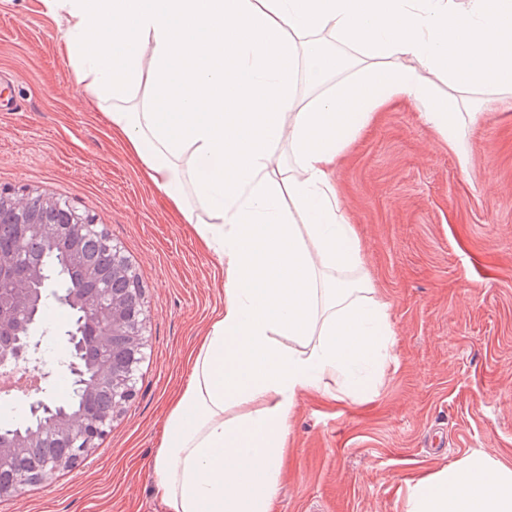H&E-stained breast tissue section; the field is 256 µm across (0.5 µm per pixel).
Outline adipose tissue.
Segmentation results:
<instances>
[{"mask_svg": "<svg viewBox=\"0 0 512 512\" xmlns=\"http://www.w3.org/2000/svg\"><path fill=\"white\" fill-rule=\"evenodd\" d=\"M42 5L113 134L224 269L154 461L163 512H272L298 395L362 385L394 337L331 170L399 99L468 167L464 109L512 92V0ZM407 512H512V468L469 455L420 479Z\"/></svg>", "mask_w": 512, "mask_h": 512, "instance_id": "adipose-tissue-1", "label": "adipose tissue"}]
</instances>
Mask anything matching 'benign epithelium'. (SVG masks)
I'll use <instances>...</instances> for the list:
<instances>
[{
	"label": "benign epithelium",
	"instance_id": "1",
	"mask_svg": "<svg viewBox=\"0 0 512 512\" xmlns=\"http://www.w3.org/2000/svg\"><path fill=\"white\" fill-rule=\"evenodd\" d=\"M0 206H8L20 213L28 224L27 235L49 245L54 244L61 233L59 227L44 221L43 213L51 208H58L61 202L50 196L19 197L0 191ZM70 237L79 241L89 237H103L105 232L101 225L89 217L72 212V221L68 225ZM14 259L0 255V335L15 337V343L0 346V363L20 364L40 367L42 362L33 357L41 348L44 337L53 334V338L64 346V359L61 365L72 379L84 383L86 363L81 355L74 353L76 337L72 332L61 334L51 332L47 326L48 317L40 309L41 290L27 287V282H43L42 274L35 268L29 269L24 276L14 274ZM70 305L85 313L81 326L91 324L101 327L97 339L113 345L119 341L126 354L127 364L116 366L104 355L94 359V383L100 388L112 391L117 400L113 401L112 411L107 413L62 414L43 426L39 432L27 438L20 437L9 444L0 443V474L4 473L12 458L26 448L43 439V435L57 441V446L64 452L48 459L39 474L40 481L46 482L61 469L73 464L75 457H81L96 447L112 426L113 419L122 411L124 404L133 396L129 384V371L138 366L146 345L145 333L148 320L144 303H139L134 316L130 317L123 300L114 297L109 304H91L83 297V291L76 290L69 298ZM43 388L30 397L28 408L32 419L36 420L53 410V402L43 396ZM27 484L0 482V499L13 500L24 493Z\"/></svg>",
	"mask_w": 512,
	"mask_h": 512
}]
</instances>
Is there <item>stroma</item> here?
<instances>
[{
  "instance_id": "1",
  "label": "stroma",
  "mask_w": 512,
  "mask_h": 512,
  "mask_svg": "<svg viewBox=\"0 0 512 512\" xmlns=\"http://www.w3.org/2000/svg\"><path fill=\"white\" fill-rule=\"evenodd\" d=\"M40 0H0V188L67 199L129 256L149 312L136 393L76 466L0 512H161L154 459L224 269L87 103ZM468 169L412 104L380 112L336 167L390 357L370 389L300 394L273 512H406L410 488L472 452L512 468V96L466 122Z\"/></svg>"
}]
</instances>
